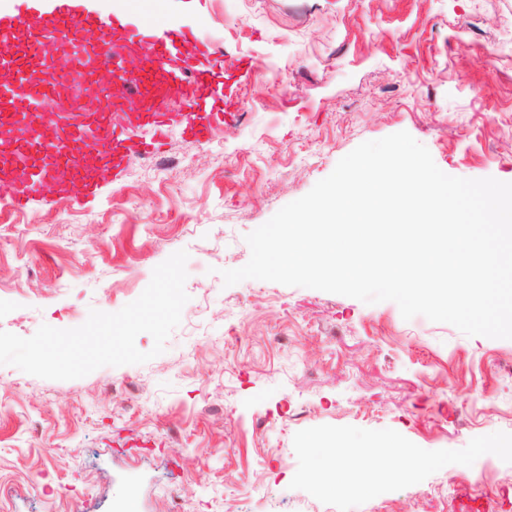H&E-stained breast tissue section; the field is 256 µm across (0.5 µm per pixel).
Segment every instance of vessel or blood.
Instances as JSON below:
<instances>
[{
    "instance_id": "obj_1",
    "label": "vessel or blood",
    "mask_w": 512,
    "mask_h": 512,
    "mask_svg": "<svg viewBox=\"0 0 512 512\" xmlns=\"http://www.w3.org/2000/svg\"><path fill=\"white\" fill-rule=\"evenodd\" d=\"M102 27L111 29L112 42L106 52L95 53L93 64L123 76L119 98L128 105L134 122L123 125L112 115L91 112L75 132L64 134L58 114L39 111L32 94L16 95L11 111L0 113V125L14 115H29L41 125L42 134L22 141L11 152L14 162L23 167L22 178L0 170V198L9 199L14 207L27 203L25 179H54L63 185L84 180L83 159L71 150V140L93 137L110 144L108 166L116 169L124 162L156 155L157 143L166 139L172 127L198 140L239 115V91L254 74L250 57L227 61L219 69L213 62L214 50L201 45L192 59L181 58L180 47L189 40L184 29L132 22L124 12L105 20L87 12L82 0H52L47 10L31 7L17 15L0 16V63L24 75L28 68L47 65L37 53L42 37L63 28L79 33ZM175 88L186 92L176 108L168 103ZM142 128L149 130V137L139 136Z\"/></svg>"
}]
</instances>
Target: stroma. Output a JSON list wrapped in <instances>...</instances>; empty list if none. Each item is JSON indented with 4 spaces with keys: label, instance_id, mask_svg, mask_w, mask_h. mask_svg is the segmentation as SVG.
Here are the masks:
<instances>
[{
    "label": "stroma",
    "instance_id": "35a3bbf8",
    "mask_svg": "<svg viewBox=\"0 0 512 512\" xmlns=\"http://www.w3.org/2000/svg\"><path fill=\"white\" fill-rule=\"evenodd\" d=\"M228 59L250 56L236 121L79 193L0 201V330L73 328L189 254V300L140 365L47 380L0 365V512H337L292 488L295 434L390 428L426 450L512 434V340L396 303L221 273L247 234L359 144L405 131L446 174L512 182V0H149ZM287 336L281 350L272 339ZM512 512L485 454L356 512Z\"/></svg>",
    "mask_w": 512,
    "mask_h": 512
}]
</instances>
